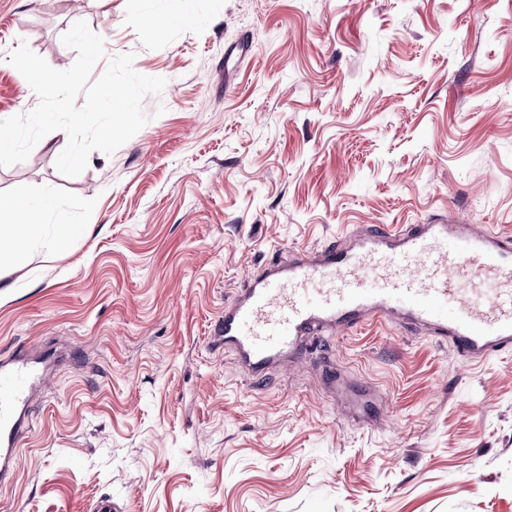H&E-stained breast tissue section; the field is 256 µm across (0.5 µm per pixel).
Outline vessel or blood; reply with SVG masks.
Returning a JSON list of instances; mask_svg holds the SVG:
<instances>
[{"label": "vessel or blood", "mask_w": 512, "mask_h": 512, "mask_svg": "<svg viewBox=\"0 0 512 512\" xmlns=\"http://www.w3.org/2000/svg\"><path fill=\"white\" fill-rule=\"evenodd\" d=\"M422 328L463 363L512 350V237L485 225L366 224L336 244L266 266L224 304L214 342L249 376L308 356L316 338L370 323ZM42 361L15 350L0 358V486L11 484L29 430ZM329 393L353 406L372 392L326 371Z\"/></svg>", "instance_id": "obj_1"}]
</instances>
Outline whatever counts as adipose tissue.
Here are the masks:
<instances>
[{"label": "adipose tissue", "instance_id": "1", "mask_svg": "<svg viewBox=\"0 0 512 512\" xmlns=\"http://www.w3.org/2000/svg\"><path fill=\"white\" fill-rule=\"evenodd\" d=\"M54 207L48 191L34 199L0 196V238L13 241L12 262L25 263L28 246L42 239L45 219Z\"/></svg>", "mask_w": 512, "mask_h": 512}]
</instances>
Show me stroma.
<instances>
[{
  "label": "stroma",
  "instance_id": "35a3bbf8",
  "mask_svg": "<svg viewBox=\"0 0 512 512\" xmlns=\"http://www.w3.org/2000/svg\"><path fill=\"white\" fill-rule=\"evenodd\" d=\"M0 0V120L38 97L83 20L107 58L166 78L148 124L67 177L65 132L0 166L51 191L25 264L0 243V354L72 351L30 407L0 512H512V351L471 365L393 326L317 343L378 408L359 425L319 371L261 380L211 344L224 301L291 248L448 218L512 235V0ZM82 230L48 250L59 226Z\"/></svg>",
  "mask_w": 512,
  "mask_h": 512
}]
</instances>
